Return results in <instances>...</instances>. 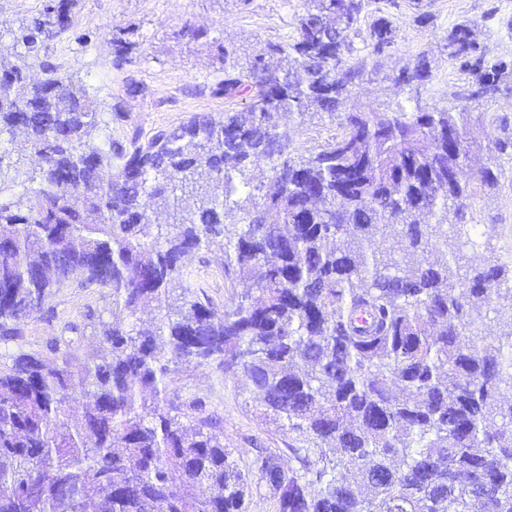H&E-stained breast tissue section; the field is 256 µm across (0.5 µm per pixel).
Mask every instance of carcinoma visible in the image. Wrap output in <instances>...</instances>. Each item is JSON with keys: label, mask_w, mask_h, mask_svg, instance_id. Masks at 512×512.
Here are the masks:
<instances>
[{"label": "carcinoma", "mask_w": 512, "mask_h": 512, "mask_svg": "<svg viewBox=\"0 0 512 512\" xmlns=\"http://www.w3.org/2000/svg\"><path fill=\"white\" fill-rule=\"evenodd\" d=\"M76 2L45 0L15 31L25 62L0 49V135L24 132L40 159L23 173L0 150V512H87L96 496L103 512H249L265 493L276 512H512V258L466 263L490 241L463 223L512 162L508 116L491 146L469 137L512 63L477 21L444 37L472 76L454 111L421 97L434 75L419 55L396 77L406 102L339 112L364 75L353 38L383 57L397 31L384 16L361 29L370 0H311L291 43L242 63L219 46L213 94L251 91L246 108L123 143L46 59L13 93ZM126 34L112 28L118 64ZM310 110L339 133L302 154L277 118ZM22 176L37 188L16 195ZM161 208L171 223H152ZM212 247L243 285L222 308L185 263ZM63 288L109 296L111 319L90 310L23 350L21 323L52 322ZM182 363L248 392L298 466L263 449L240 466L206 398L172 387Z\"/></svg>", "instance_id": "cac0c4a2"}]
</instances>
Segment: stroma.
Instances as JSON below:
<instances>
[{"label": "stroma", "instance_id": "stroma-1", "mask_svg": "<svg viewBox=\"0 0 512 512\" xmlns=\"http://www.w3.org/2000/svg\"><path fill=\"white\" fill-rule=\"evenodd\" d=\"M309 0H252L248 9L233 0H80L71 28L55 41L51 61L58 76L82 86L93 111L120 112L123 120L113 122L112 137L118 141L133 134L149 137L154 131L173 128L196 114L219 116L227 110L243 109L248 96L227 99L213 95L214 85L224 77L216 60L219 44L231 41L242 53L250 54L269 43L290 41L305 14ZM497 5L494 17H487L490 5ZM427 19H418L411 6H403L392 17L398 28L397 43L385 58L367 56L366 75L349 102L350 107L384 108L406 99L411 90L394 78L417 56H426L435 80L431 92L436 101H454L467 87L468 75L449 67L442 44L455 24L476 21L475 36L493 55L512 60V0H432ZM202 30L201 38L180 37L184 22ZM130 27L136 50L122 66L113 63V27ZM282 122L295 131L294 145L312 150L337 131L334 123L311 112L305 116L284 115ZM475 217L493 225L496 246L512 244V170H506L496 191L483 196L475 206ZM222 253L212 249L206 256H189L187 265L194 280L203 286L216 304L230 300L234 290L220 268ZM55 323L39 318L22 325L24 348L41 350L58 323L82 319L88 309L108 308L109 301L96 293L66 288L53 297ZM175 384L208 396L210 409L224 429V445L233 449L241 465H248L257 449L276 451L284 466H296L288 449V436L272 424L260 421L248 393L217 380L207 367L179 366Z\"/></svg>", "mask_w": 512, "mask_h": 512}]
</instances>
